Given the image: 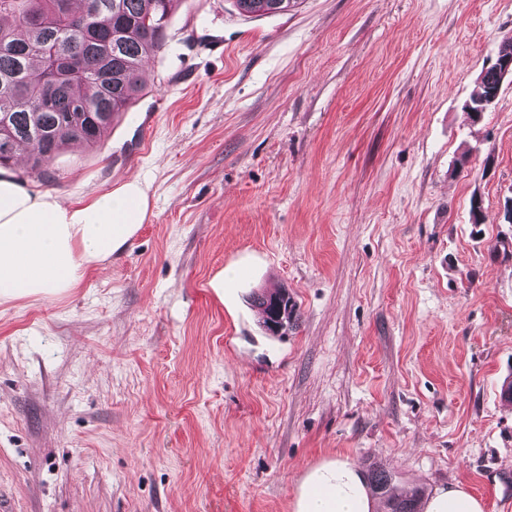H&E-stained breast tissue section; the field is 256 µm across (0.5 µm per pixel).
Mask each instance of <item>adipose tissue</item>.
<instances>
[{"instance_id":"1","label":"adipose tissue","mask_w":512,"mask_h":512,"mask_svg":"<svg viewBox=\"0 0 512 512\" xmlns=\"http://www.w3.org/2000/svg\"><path fill=\"white\" fill-rule=\"evenodd\" d=\"M150 201L136 177L82 204L22 188L0 169V303L70 292L84 271L105 269L144 224ZM294 512H382L358 467L346 461L309 470Z\"/></svg>"}]
</instances>
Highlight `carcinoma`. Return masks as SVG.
<instances>
[{"label":"carcinoma","mask_w":512,"mask_h":512,"mask_svg":"<svg viewBox=\"0 0 512 512\" xmlns=\"http://www.w3.org/2000/svg\"><path fill=\"white\" fill-rule=\"evenodd\" d=\"M0 0V167L14 163L21 145L33 146L27 158L32 171L41 172L62 147L71 142L93 146L112 126L114 117L143 94L141 72L146 59L162 50L164 29L174 0ZM298 0H235L244 16H263L290 10ZM87 17L92 34L79 40L74 51L80 75L55 88L49 101L37 104L41 77L60 61L51 55L67 50L57 45L68 21ZM501 72L491 65L481 71L477 89L465 104L473 112L501 90ZM374 494L387 512H422L424 491L400 490L392 474L378 464L367 472Z\"/></svg>","instance_id":"1"}]
</instances>
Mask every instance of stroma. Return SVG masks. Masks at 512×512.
<instances>
[{"label": "stroma", "instance_id": "obj_1", "mask_svg": "<svg viewBox=\"0 0 512 512\" xmlns=\"http://www.w3.org/2000/svg\"><path fill=\"white\" fill-rule=\"evenodd\" d=\"M510 36L512 0H178L101 140L11 167L150 210L0 305V512H293L336 460L512 512V81L464 110ZM283 290L272 335L250 295ZM299 0H236L235 5L241 15L263 16L273 13H283L294 7Z\"/></svg>", "mask_w": 512, "mask_h": 512}]
</instances>
